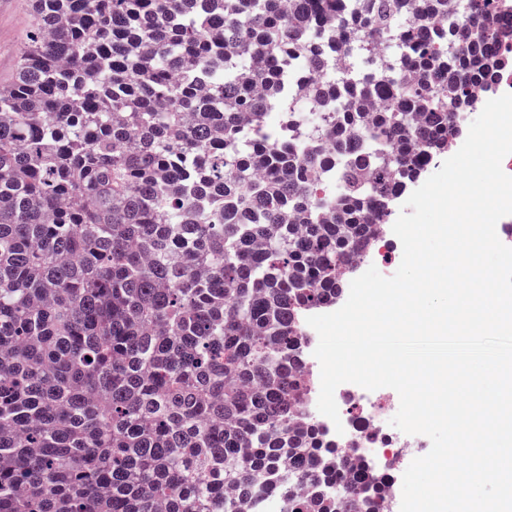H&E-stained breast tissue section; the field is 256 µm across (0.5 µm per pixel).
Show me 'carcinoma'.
I'll use <instances>...</instances> for the list:
<instances>
[{"instance_id":"cac0c4a2","label":"carcinoma","mask_w":512,"mask_h":512,"mask_svg":"<svg viewBox=\"0 0 512 512\" xmlns=\"http://www.w3.org/2000/svg\"><path fill=\"white\" fill-rule=\"evenodd\" d=\"M509 13L35 0L0 85V512H382L379 475L306 415L302 321L512 68ZM333 52L368 70L301 83L268 129L257 88ZM506 93H512V70L501 72L498 82L493 88H486L477 84L475 90V105L468 112H481L485 103L492 98L499 97Z\"/></svg>"}]
</instances>
